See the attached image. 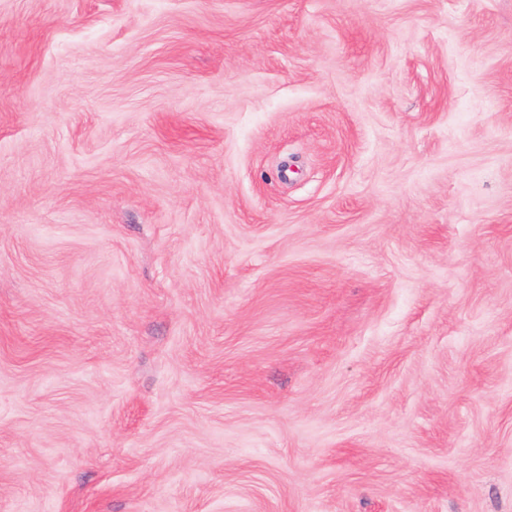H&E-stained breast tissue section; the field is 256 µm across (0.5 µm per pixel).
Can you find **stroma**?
Returning <instances> with one entry per match:
<instances>
[{
  "mask_svg": "<svg viewBox=\"0 0 512 512\" xmlns=\"http://www.w3.org/2000/svg\"><path fill=\"white\" fill-rule=\"evenodd\" d=\"M0 512H512V0H0Z\"/></svg>",
  "mask_w": 512,
  "mask_h": 512,
  "instance_id": "obj_1",
  "label": "stroma"
}]
</instances>
